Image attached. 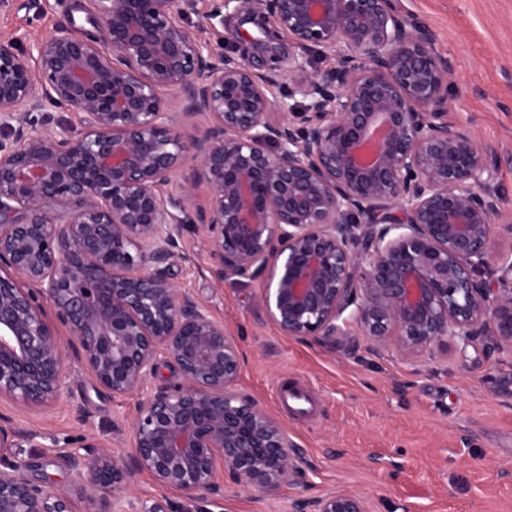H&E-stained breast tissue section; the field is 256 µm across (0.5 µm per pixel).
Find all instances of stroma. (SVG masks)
Returning a JSON list of instances; mask_svg holds the SVG:
<instances>
[{"label":"stroma","instance_id":"35a3bbf8","mask_svg":"<svg viewBox=\"0 0 512 512\" xmlns=\"http://www.w3.org/2000/svg\"><path fill=\"white\" fill-rule=\"evenodd\" d=\"M434 35L453 61L452 110L481 143L499 149L492 182L512 209V0H394ZM87 27L76 0H11L0 7V33L47 36ZM193 262L171 278L205 301L237 338L245 356L238 387L287 430L304 476L278 495L260 498L225 482L223 504L202 512H293L295 499L341 486L371 497L375 512H512V351L486 355L456 343L403 357L373 348L353 330L352 351H331L277 335L259 284L215 279L194 232ZM61 399L25 408L0 398V413L35 434L22 448L33 479L69 486L62 460L73 441L95 436L131 455L130 421L138 395L99 390L67 360ZM187 500L159 491L145 473L125 492V512H178Z\"/></svg>","mask_w":512,"mask_h":512}]
</instances>
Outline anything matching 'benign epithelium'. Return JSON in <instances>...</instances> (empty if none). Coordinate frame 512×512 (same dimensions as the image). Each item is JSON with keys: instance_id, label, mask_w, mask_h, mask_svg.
<instances>
[{"instance_id": "7a95c632", "label": "benign epithelium", "mask_w": 512, "mask_h": 512, "mask_svg": "<svg viewBox=\"0 0 512 512\" xmlns=\"http://www.w3.org/2000/svg\"><path fill=\"white\" fill-rule=\"evenodd\" d=\"M192 2L87 0L97 36L0 38V398L56 402L71 357L114 398L163 364L182 378L138 402L129 457L93 438L68 452V488L31 479L19 449L35 436L0 415V512H119L139 472L216 504L219 469L262 497L298 481L288 433L238 388V343L169 277L191 259L193 191L163 188L190 162L211 192L196 224L211 274L259 283L280 335L334 351L355 325L404 357L450 339L512 349L498 151L450 118L452 62L428 28L392 0H214L210 27L260 17L288 37L285 74L204 38ZM57 109L72 119L34 128ZM196 119L204 134L186 136ZM294 512L373 510L334 488Z\"/></svg>"}]
</instances>
